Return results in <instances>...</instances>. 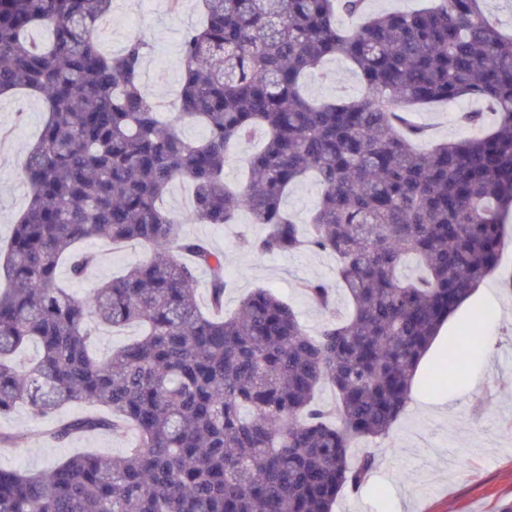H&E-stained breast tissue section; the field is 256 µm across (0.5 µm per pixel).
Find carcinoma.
<instances>
[{
    "mask_svg": "<svg viewBox=\"0 0 512 512\" xmlns=\"http://www.w3.org/2000/svg\"><path fill=\"white\" fill-rule=\"evenodd\" d=\"M369 0H202L180 44L176 105L160 118L144 91L143 33L115 54L97 39L112 0H0V94L40 98L46 118L28 149L26 209L0 252V417L61 401L101 406L49 429L64 441L99 429L135 440L121 455H76L46 473L0 467V512H332L378 466L357 441L389 435L421 359L448 317L502 260L512 213V34L486 0H428L368 13ZM361 20L350 31L337 20ZM50 31L36 44L32 32ZM347 60L365 91L318 102L306 75ZM473 98V134L427 150L414 107ZM199 141L180 134L187 122ZM262 128L245 185L224 181L231 149ZM312 175L320 198L299 224L282 207ZM177 179L193 220L264 227L238 235L260 255H336L351 306L307 329L266 288L222 314L224 255L158 201ZM141 244L150 256L77 295L57 279L93 263L80 243ZM417 274L405 276L406 260ZM210 272L205 314L196 270ZM319 308L332 288L302 284ZM144 327L104 358L100 328ZM470 323L451 342L479 351ZM40 349L26 360L27 344ZM336 403L316 401L323 384Z\"/></svg>",
    "mask_w": 512,
    "mask_h": 512,
    "instance_id": "1",
    "label": "carcinoma"
}]
</instances>
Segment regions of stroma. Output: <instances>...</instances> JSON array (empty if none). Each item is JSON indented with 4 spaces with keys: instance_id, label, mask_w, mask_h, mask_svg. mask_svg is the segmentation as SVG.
I'll use <instances>...</instances> for the list:
<instances>
[{
    "instance_id": "stroma-1",
    "label": "stroma",
    "mask_w": 512,
    "mask_h": 512,
    "mask_svg": "<svg viewBox=\"0 0 512 512\" xmlns=\"http://www.w3.org/2000/svg\"><path fill=\"white\" fill-rule=\"evenodd\" d=\"M200 20L198 0H114L112 15L99 39L103 51L118 52L132 33L145 32L153 44L151 92L167 102L168 88L181 79L179 45L186 30ZM305 91L314 100H330L338 92L356 96L363 87L354 68L341 59L327 61L321 75L307 78ZM480 101L464 98L416 112L414 119L439 141L463 136L458 112L480 109ZM45 119L42 102L34 96L0 98V246L11 236L17 217L29 200V187L20 176L28 147ZM239 226L184 225L183 233L202 238L224 255L229 281L225 312L258 288L282 297L309 329H317L329 315L312 304L300 285L306 280L336 281V258L323 252L256 255L237 245ZM96 262L85 278L71 282L68 265L57 277L83 293L102 280L120 274L128 265L144 260L138 247H118L99 240L84 243ZM512 239H506L501 267L495 276L473 292L445 322L438 342L431 345L418 369L412 399L385 438L366 439L364 450L380 463L369 481L356 491H342L333 512H512V368L499 365L500 354L512 348ZM492 320L481 323L480 334L488 350L465 365L463 380L450 382L437 372L438 364L453 357L449 344L461 324L486 310ZM89 406L60 403L49 419L34 417L19 406L0 418V432L8 438L0 447V467L45 471L55 463L80 453L118 455L128 440L101 430L78 434L60 442L43 434L48 424L63 423L89 413Z\"/></svg>"
}]
</instances>
